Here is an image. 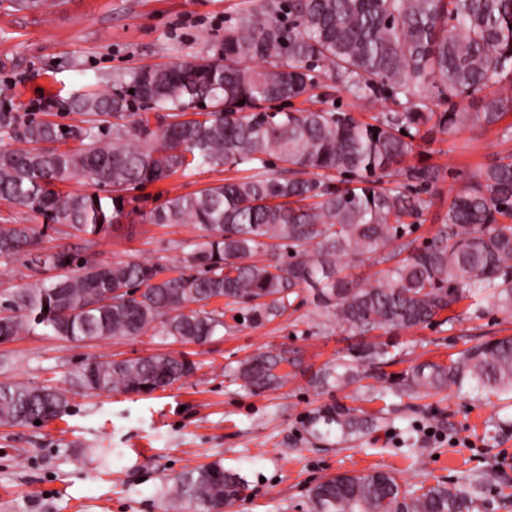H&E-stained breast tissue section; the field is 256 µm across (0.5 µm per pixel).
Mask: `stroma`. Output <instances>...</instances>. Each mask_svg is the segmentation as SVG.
Masks as SVG:
<instances>
[{
    "label": "stroma",
    "instance_id": "obj_1",
    "mask_svg": "<svg viewBox=\"0 0 512 512\" xmlns=\"http://www.w3.org/2000/svg\"><path fill=\"white\" fill-rule=\"evenodd\" d=\"M261 0H44L35 12L0 8V87L11 88L17 112L36 111L43 98L112 91L117 76L141 65L168 64L208 55L226 26ZM296 107L341 109L362 120L388 111L380 98L358 100L321 79L311 100ZM512 124V113L503 125ZM503 125L474 128L420 145L415 161L440 167L442 177L426 197L431 205L414 236L425 244L437 231L450 199L479 167L502 152ZM241 165L132 189L131 206L149 211L166 195L194 192L226 178L252 175ZM43 217L0 201V224L40 229L41 248L66 244L98 262L139 261L178 265L197 242L194 224L123 223L100 244L42 231ZM453 323L434 322L378 334L397 343L404 366L440 362L465 344L512 336V316L454 305ZM361 337L321 315L307 290L270 321L239 319L225 308L224 333L202 345L144 334L72 343L43 329L0 344V381L51 384L65 389L69 376L88 361L124 360L157 353H184L196 362L186 381L147 395L76 394L69 415L46 425H0V512H195L173 501L167 488L177 474L219 460L240 473L246 493L233 512H309L308 488L328 474L394 473L409 489L488 474L481 512H512V399L477 403L455 390L402 399L386 422L359 439L321 441L307 429L320 406L352 403L355 387L321 389L313 372L336 360ZM301 350L306 372L272 393L252 394L229 376L246 356L267 349Z\"/></svg>",
    "mask_w": 512,
    "mask_h": 512
}]
</instances>
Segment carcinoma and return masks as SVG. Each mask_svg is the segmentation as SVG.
Wrapping results in <instances>:
<instances>
[{
	"label": "carcinoma",
	"mask_w": 512,
	"mask_h": 512,
	"mask_svg": "<svg viewBox=\"0 0 512 512\" xmlns=\"http://www.w3.org/2000/svg\"><path fill=\"white\" fill-rule=\"evenodd\" d=\"M356 99L384 94L393 108L364 122L348 112L290 110L318 78ZM114 93L52 96L44 118L0 106V200L49 218L88 242L129 219L126 192L177 172L251 164L276 155L280 175L256 174L168 195L145 214L151 224H196L207 235L170 276L154 264L97 263L61 245L31 257L29 224L0 226V257L26 267L61 269L10 294L0 339L41 327L70 342L140 336L205 343L224 332V307L254 321L281 315L296 290L336 323L365 336L429 325L468 299L512 314V152L479 169L453 197L435 237L418 246L416 225L431 201L414 191L439 182L434 165L408 163L415 138L495 126L512 111V0H263L225 28L206 57L141 66L116 80ZM471 100L470 112L457 100ZM443 110H438V107ZM83 116L81 125L48 120ZM100 192L61 186L81 178ZM383 269L362 286L342 275L341 258ZM191 305L193 309L183 312ZM390 342H363L313 380L362 385L375 399L416 398L448 387L482 400L512 395V336L476 343L400 373ZM292 366L284 372L283 364ZM302 357L288 349L255 353L233 371L259 394L285 386ZM184 355H152L84 364L72 386L89 395L150 394L191 377ZM68 392L53 385L0 382V425L44 423L70 412ZM381 418L340 402L309 418L312 435L343 442ZM244 478L216 461L175 478L171 493L200 512L239 499ZM485 477L438 482L411 492L390 472L341 473L308 490L311 512H474Z\"/></svg>",
	"instance_id": "1"
}]
</instances>
